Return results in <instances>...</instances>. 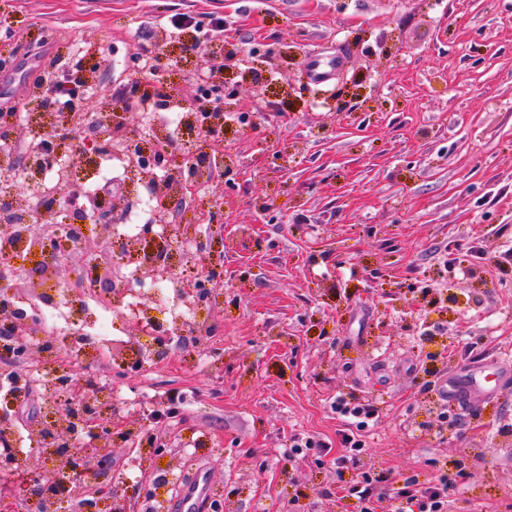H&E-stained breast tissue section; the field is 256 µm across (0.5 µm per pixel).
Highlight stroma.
<instances>
[{
  "instance_id": "obj_1",
  "label": "stroma",
  "mask_w": 512,
  "mask_h": 512,
  "mask_svg": "<svg viewBox=\"0 0 512 512\" xmlns=\"http://www.w3.org/2000/svg\"><path fill=\"white\" fill-rule=\"evenodd\" d=\"M175 15L224 29L178 40ZM144 47L150 74L134 61ZM217 51L221 66L200 77ZM335 52L346 58L335 80L311 83L310 60ZM0 55V109L20 115L42 61L76 56L95 80L83 113L161 86L187 99L207 82L224 114L220 137L181 147L193 163L222 159L221 184L201 179L166 211L143 182L112 190L132 237L219 198L178 271L203 279L216 258L220 282L170 344L153 346L95 285L81 300L99 325L76 308L60 321L85 334L82 350L17 366L0 350V372L29 378L25 391L0 390L18 474H61V457L30 441L32 423L75 403L52 384L59 366L98 375L115 427L169 446L162 459L137 441L113 445V480L148 485L131 512H173L199 471L211 483L202 512H360L343 489L365 473L376 512H394L389 487L427 483L442 464L458 477L448 512H512V0H0ZM16 268L32 303L82 277L70 260ZM103 324L127 340L122 358L94 349ZM479 372L509 383L467 409L439 399V383ZM146 385L175 417L125 410ZM340 396L373 405L374 423L344 422ZM346 434L363 449L339 473L319 458ZM296 436L316 448L288 456Z\"/></svg>"
}]
</instances>
